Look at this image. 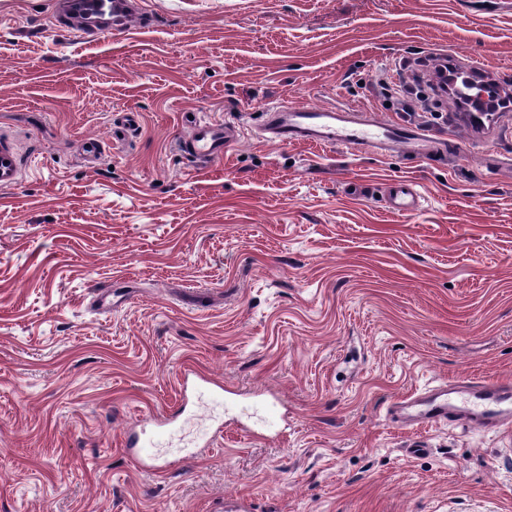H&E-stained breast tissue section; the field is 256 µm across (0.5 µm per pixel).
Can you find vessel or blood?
<instances>
[{
  "label": "vessel or blood",
  "mask_w": 512,
  "mask_h": 512,
  "mask_svg": "<svg viewBox=\"0 0 512 512\" xmlns=\"http://www.w3.org/2000/svg\"><path fill=\"white\" fill-rule=\"evenodd\" d=\"M142 13L137 0H72L65 28L81 39L105 33L126 36L148 28ZM258 132L264 140L280 146H343L382 156L398 152L418 159L459 148L457 140L438 138L414 126L303 104L268 108ZM240 137L239 126L223 118L196 117L189 121L178 146L181 154L193 161H219ZM22 170L14 141L0 137V189L16 187ZM388 202L392 210L411 214L419 207L420 194L413 182L398 180L390 186ZM392 407L413 408L417 425L466 419L496 429L512 424V382L463 378L448 387L397 399Z\"/></svg>",
  "instance_id": "b4317fda"
}]
</instances>
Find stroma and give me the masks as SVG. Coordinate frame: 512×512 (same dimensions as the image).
Masks as SVG:
<instances>
[{"mask_svg":"<svg viewBox=\"0 0 512 512\" xmlns=\"http://www.w3.org/2000/svg\"><path fill=\"white\" fill-rule=\"evenodd\" d=\"M150 31L82 40L0 0V512H512V427L402 428L396 397L512 380V132L405 118L380 75L477 62L512 82V0H143ZM456 135L432 162L278 146L280 103ZM138 113L118 133L116 113ZM238 123L186 159L191 114ZM103 143L96 162L75 150ZM413 181L416 213L386 204ZM209 377L225 402L181 382ZM178 415L160 471L123 447ZM427 450L411 454L413 441ZM22 170L23 165L16 144L8 137H0V189L16 187L21 180Z\"/></svg>","mask_w":512,"mask_h":512,"instance_id":"stroma-1","label":"stroma"}]
</instances>
